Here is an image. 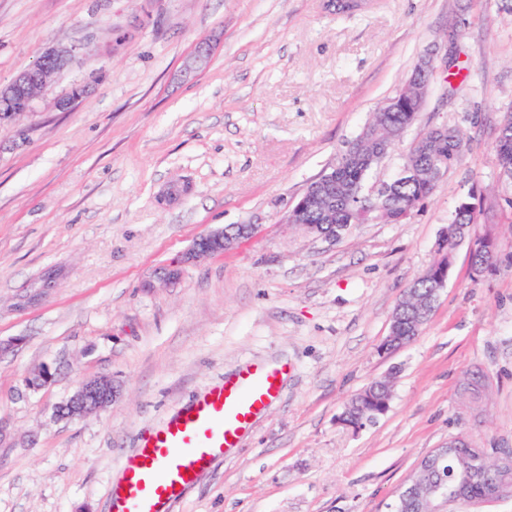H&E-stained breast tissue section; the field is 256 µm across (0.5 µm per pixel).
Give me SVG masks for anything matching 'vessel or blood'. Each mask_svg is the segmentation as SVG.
<instances>
[{
	"label": "vessel or blood",
	"instance_id": "vessel-or-blood-1",
	"mask_svg": "<svg viewBox=\"0 0 512 512\" xmlns=\"http://www.w3.org/2000/svg\"><path fill=\"white\" fill-rule=\"evenodd\" d=\"M283 373L279 365L243 366L234 378L212 386L162 427L145 433L124 462L112 512H169L277 399Z\"/></svg>",
	"mask_w": 512,
	"mask_h": 512
}]
</instances>
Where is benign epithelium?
I'll list each match as a JSON object with an SVG mask.
<instances>
[{
    "instance_id": "7a95c632",
    "label": "benign epithelium",
    "mask_w": 512,
    "mask_h": 512,
    "mask_svg": "<svg viewBox=\"0 0 512 512\" xmlns=\"http://www.w3.org/2000/svg\"><path fill=\"white\" fill-rule=\"evenodd\" d=\"M75 56V49L68 47H51L39 53L37 61L31 67L21 71L14 80L6 87H0V112L9 116L21 115L33 111V104L39 92L44 89L60 71ZM328 175L322 172L315 178L307 191L298 199L291 208L285 223H296L300 208L313 200L321 205L328 206L331 200L321 192L310 194V190L317 188ZM299 228L307 235L324 239L329 242L336 241V225L329 224H301ZM256 225L240 224L227 226L221 229L212 230L209 233L197 238L193 245L183 253L180 258L171 262L167 267L157 272L156 279H148L143 287H155V281L173 283L177 281L182 273V268L188 264L195 263L201 258L222 253L232 248L241 238L255 232ZM449 268L444 266L436 274L433 282V299L428 303L426 311L433 310L438 302L440 292L447 286ZM119 395V391L109 379H95L80 385L78 390L70 399L58 407V415L61 418H73L85 416L96 412L106 405L112 403ZM470 474L462 473L458 485L452 489L442 483H431L424 493L429 504H434L438 498L450 497L452 499L463 498L464 484L469 480Z\"/></svg>"
}]
</instances>
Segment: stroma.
Returning <instances> with one entry per match:
<instances>
[{"instance_id":"1","label":"stroma","mask_w":512,"mask_h":512,"mask_svg":"<svg viewBox=\"0 0 512 512\" xmlns=\"http://www.w3.org/2000/svg\"><path fill=\"white\" fill-rule=\"evenodd\" d=\"M327 2L0 0V85L45 48H78L33 112L0 116V512H110L141 436L247 364H287L279 397L171 512H386L449 438L512 448V184L495 153L512 14L502 0H362L341 15ZM428 52L424 106L367 181L395 177L438 125L464 133L462 160L401 223L333 244L285 224ZM174 184L186 193L162 201ZM472 193L498 270L473 276L460 245L422 332L382 352ZM232 224L256 231L144 288ZM388 374L386 413L343 424L347 400ZM97 378L115 402L57 416Z\"/></svg>"}]
</instances>
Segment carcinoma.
<instances>
[{"mask_svg":"<svg viewBox=\"0 0 512 512\" xmlns=\"http://www.w3.org/2000/svg\"><path fill=\"white\" fill-rule=\"evenodd\" d=\"M412 119L413 109L409 106V98L405 97L400 104L382 113L380 120L372 122L365 137L355 138V149L350 157L338 163L334 182L335 203L331 214H325L321 208L311 207L300 212L298 223L334 224L336 232L344 234L353 226L376 220L384 223H400L405 220L421 201L433 193L439 182L438 170L452 167L461 160L466 149V141L459 129L453 126L437 128L423 144L413 150V161L423 169L425 175L393 183L380 201V209H374V202L364 192L367 175L377 163V157L387 145L390 134L408 126ZM496 159L500 178L512 184L511 111L504 113L498 126ZM481 211L482 208L472 201L467 207H456L448 233L438 241L436 258L412 284L414 297L411 307L401 308L393 315L391 326L396 339L408 343L419 335L424 323L413 324L411 317L428 303L432 295L430 274L436 267L453 260L459 239L474 238L481 246L480 251L471 259L475 272L484 274L496 269V241L488 233L477 231ZM392 391L393 379L390 376L371 382L347 402L342 421L354 428L373 422L379 417L377 409L388 406ZM473 458V451L462 450L449 453L431 471L415 468L408 478L409 485L415 489V496L408 500L405 512H422L423 505L416 495L432 482H449L457 474L473 468Z\"/></svg>","mask_w":512,"mask_h":512,"instance_id":"carcinoma-1","label":"carcinoma"}]
</instances>
